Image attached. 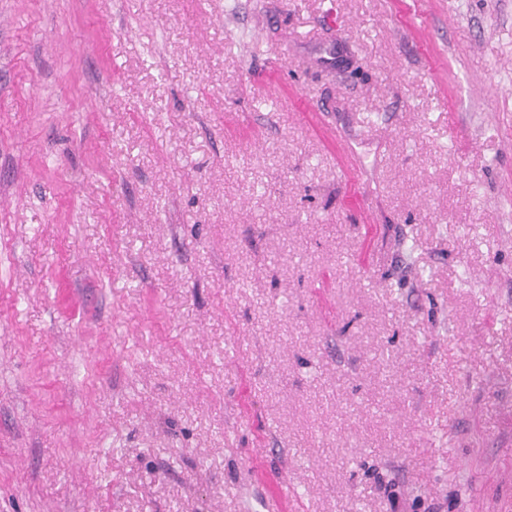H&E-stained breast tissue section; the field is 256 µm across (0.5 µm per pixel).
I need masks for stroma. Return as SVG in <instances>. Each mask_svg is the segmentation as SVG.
Here are the masks:
<instances>
[{"mask_svg":"<svg viewBox=\"0 0 512 512\" xmlns=\"http://www.w3.org/2000/svg\"><path fill=\"white\" fill-rule=\"evenodd\" d=\"M512 512V0H0V512Z\"/></svg>","mask_w":512,"mask_h":512,"instance_id":"1","label":"stroma"}]
</instances>
